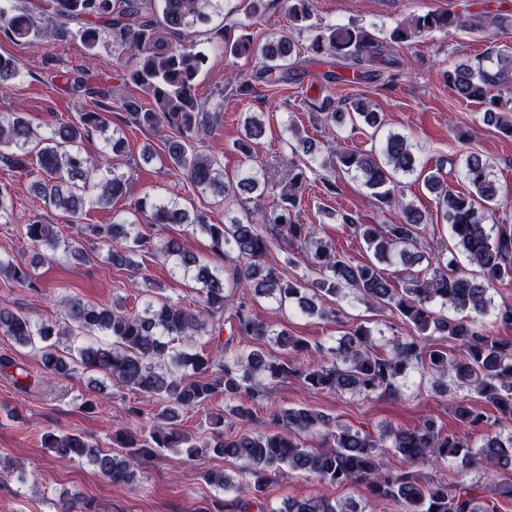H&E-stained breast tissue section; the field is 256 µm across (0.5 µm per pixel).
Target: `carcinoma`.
Returning <instances> with one entry per match:
<instances>
[{"mask_svg": "<svg viewBox=\"0 0 512 512\" xmlns=\"http://www.w3.org/2000/svg\"><path fill=\"white\" fill-rule=\"evenodd\" d=\"M162 21L147 18L151 2L141 0H51L40 10L49 25L40 27L33 19L34 10L16 13L0 8V32L9 39L41 41L75 27V34L93 50L100 42L102 28L112 31L113 43L130 58L128 79L149 99L145 108L136 101L123 104L132 123L153 130H167L164 151L170 165L187 176L200 191L221 200L249 196L255 211H244L224 224H211L207 217H194L175 201H158L144 196L134 203V213L144 215L152 224H180L200 230L209 238L212 254L226 261L210 266L196 253L171 238L157 252L173 260V269L200 285V295L192 308L181 301L158 296L149 300L142 311L130 313L124 305H99L71 297L63 302L61 321H34L29 315L0 308V335L14 343L31 346L41 352L42 370L49 379L71 378L90 372L103 373L117 383L162 401L159 422L149 432L119 430L114 441L121 452L104 450L81 434L46 433L44 445L59 457L86 460L101 477L115 485L136 481L140 458L152 448H184L191 457L211 453L241 462L237 476L209 472L207 481L225 490L258 496L265 488V474L270 469H287L312 474L318 482L329 485L355 484L365 487L374 498L390 500L398 512H497V502L480 495L482 483L467 480L471 470L483 471V479L496 483L500 470L512 469V341L493 336L478 327L490 303L489 289L512 286V224L485 223V211L497 205V189L492 180L491 163L471 152L464 159L466 191L449 187L438 165L424 176V186L435 194L442 220L477 268L470 277L457 268L450 248L433 249L425 236L422 214L413 205L399 200L400 178L414 174L417 158L414 145L399 133L384 136L377 150L358 152L338 150L325 159L320 176L323 194L334 195L341 174L360 179L382 206L400 205L398 224H359L351 215L343 216L346 228L358 235L372 252L364 263H354L336 251L333 242L316 237L310 224L299 222V211L308 174L315 173L302 161L288 163L287 172L276 178L270 169L250 168L237 181L224 180L221 160L198 151L202 139L216 118L198 98L196 82L208 62V55L192 44L175 46L170 38L211 20L208 9L212 0H161ZM288 16L294 25L309 29V0H287ZM507 17L482 10L467 14L428 11L399 22L390 33L393 43L452 28L481 32L491 27L507 26ZM225 52L237 56H258L263 72L275 83L288 79V60L295 44L287 33L264 44H256L247 35L231 41L224 29L213 32ZM384 43L359 25L329 26L316 31L309 50L312 60L328 64L334 60L376 63L384 56ZM18 74L14 59L0 55V94L10 89ZM456 95L467 102L485 106L483 121L500 133L512 137V108L492 90L512 83V47L492 48L481 59L460 63L447 74ZM76 95L90 98L91 108L77 117L58 123L50 136L37 138L24 112H16L7 122H0V163L20 178L31 180L34 194L45 205L72 217L83 210L88 188L99 190V202L109 206L129 194L124 175L113 171L100 176L104 162L81 151L89 131L105 126L106 113L112 109L111 87L89 88L84 83L63 76ZM315 119L333 129L360 124L376 137L384 128L382 113L358 100L345 107L328 98ZM245 138L237 150L251 157L250 143L260 138L264 124L254 117L245 121ZM43 143L36 160L29 159V146ZM95 242L107 248V261L134 273L143 270L135 259L139 253L152 252L140 233L137 221L115 219L110 224L86 226ZM24 235L35 247L63 253L80 263L89 262L94 250L84 241L63 240L53 224L33 221L22 226ZM285 252L304 254L318 274L303 283L282 277L277 266L265 256L270 246ZM399 257L404 276L402 287H395L385 265ZM422 262L432 267L420 277L408 272ZM0 275L18 285L35 288L33 266L19 264L0 256ZM356 295L369 306L388 309L409 326L410 333L392 339L388 350H379L372 330L362 324L351 326L346 339L336 350H326L286 330L276 332L249 314L243 299L272 298L279 306L297 305L310 317L326 318L325 304ZM466 310L467 320H450L432 307ZM233 318L232 336L216 350L177 351L175 341L193 340L200 333L220 335L224 312ZM437 333L457 343L450 354L431 342L426 332ZM100 334L111 340L105 347L87 345L59 349L60 336L76 338ZM280 348L312 357L298 368L287 359L266 350L269 337ZM423 368L435 376L437 391H448V369L456 381L473 389L477 397L495 409L492 416L475 410L462 400L454 408L457 420L467 429L492 424L501 432L484 439L474 450L467 436L445 434L434 420L393 435H374L339 423L329 414L311 407L280 409L271 414V431L254 434L241 431L224 435V416L217 414L214 429L207 440H198L180 428L182 414L201 408L205 402L222 394L233 401L242 394H259L260 380L300 379L315 391L357 392L366 396H394L399 382L414 368ZM508 431L502 437V431ZM322 432L333 446L309 450L301 435ZM398 455L404 462L392 467L387 454ZM448 461L459 468L460 477L448 483H424L417 466L438 467ZM284 512H358L350 503L332 502L315 496L288 504Z\"/></svg>", "mask_w": 512, "mask_h": 512, "instance_id": "obj_1", "label": "carcinoma"}]
</instances>
